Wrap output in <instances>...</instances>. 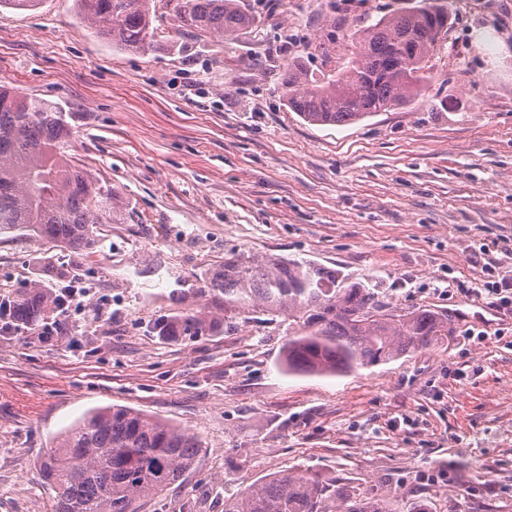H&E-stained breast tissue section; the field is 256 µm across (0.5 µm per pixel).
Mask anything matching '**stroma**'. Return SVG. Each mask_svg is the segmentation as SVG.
Wrapping results in <instances>:
<instances>
[{"instance_id": "stroma-1", "label": "stroma", "mask_w": 512, "mask_h": 512, "mask_svg": "<svg viewBox=\"0 0 512 512\" xmlns=\"http://www.w3.org/2000/svg\"><path fill=\"white\" fill-rule=\"evenodd\" d=\"M433 2L449 22L428 89L346 126L292 112L285 66L336 74L359 30L421 0H241L254 22L221 44L156 0L145 53L97 35L74 0L0 8V84L62 110L68 159L118 215L83 250L0 230V299L36 280L84 291L67 313L0 331V512H52L40 459L112 404L202 441L193 469L138 512H224L284 470L393 512H512V306L474 292L512 271V0ZM233 253L311 261L398 313L468 319L322 377L281 370L291 329L259 312L159 336L155 322L200 307Z\"/></svg>"}]
</instances>
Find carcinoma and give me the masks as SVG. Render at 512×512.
<instances>
[{
  "label": "carcinoma",
  "mask_w": 512,
  "mask_h": 512,
  "mask_svg": "<svg viewBox=\"0 0 512 512\" xmlns=\"http://www.w3.org/2000/svg\"><path fill=\"white\" fill-rule=\"evenodd\" d=\"M96 34L132 53L152 50L153 0H74ZM190 32L219 41L254 18L238 0H176ZM442 6L426 3L385 15L362 31L361 49L333 78H310L302 63L288 64L281 89L288 108L314 125L343 126L409 102L429 79L426 58L440 38ZM70 130L63 112L0 87V227H23L73 250L91 246L98 224L116 218L112 194L102 192L64 151ZM209 306L156 322L159 335L200 336L259 310L296 326L282 353L283 369L337 375L394 361L448 335V316L433 309L390 312L362 281L314 262L233 254L205 281ZM12 319L59 311L60 299L39 282L8 301ZM202 442L176 424L114 405L96 409L62 434L39 463L55 493L53 512H137L196 464ZM224 512H392L379 500L358 498L315 477L272 474L224 500Z\"/></svg>",
  "instance_id": "obj_1"
}]
</instances>
